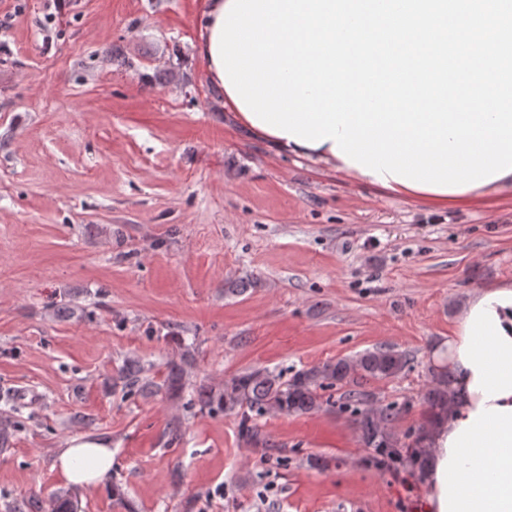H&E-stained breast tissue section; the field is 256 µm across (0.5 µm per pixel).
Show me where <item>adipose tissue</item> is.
Returning a JSON list of instances; mask_svg holds the SVG:
<instances>
[{"label":"adipose tissue","mask_w":512,"mask_h":512,"mask_svg":"<svg viewBox=\"0 0 512 512\" xmlns=\"http://www.w3.org/2000/svg\"><path fill=\"white\" fill-rule=\"evenodd\" d=\"M224 106L237 122L276 152L308 159L344 173L354 181L379 187L332 151L297 144L252 125L233 98ZM512 188V173L461 193H436L392 182L389 195L415 199L435 210L451 206H493ZM434 369L446 370L454 404L436 417L426 432L420 506L423 512H512V281L472 288L447 341L429 353ZM53 466L63 479L96 490L112 477V441L82 435L66 439Z\"/></svg>","instance_id":"obj_1"}]
</instances>
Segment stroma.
<instances>
[{"mask_svg":"<svg viewBox=\"0 0 512 512\" xmlns=\"http://www.w3.org/2000/svg\"><path fill=\"white\" fill-rule=\"evenodd\" d=\"M205 8L0 0V512H51L56 451L88 434L112 484L78 512H416L418 467L376 468L338 388L258 416L264 448L198 394L390 347L408 368L364 389L414 435L458 302L512 279V202L433 210L276 153L209 80ZM187 353L177 395L119 377L135 359L163 382Z\"/></svg>","mask_w":512,"mask_h":512,"instance_id":"stroma-1","label":"stroma"}]
</instances>
